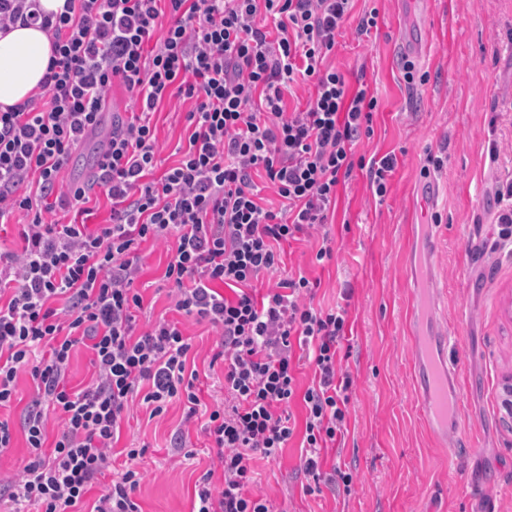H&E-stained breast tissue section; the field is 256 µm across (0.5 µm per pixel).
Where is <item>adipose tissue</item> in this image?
I'll list each match as a JSON object with an SVG mask.
<instances>
[{
    "mask_svg": "<svg viewBox=\"0 0 512 512\" xmlns=\"http://www.w3.org/2000/svg\"><path fill=\"white\" fill-rule=\"evenodd\" d=\"M51 41L38 25L0 31V110L25 101L47 71Z\"/></svg>",
    "mask_w": 512,
    "mask_h": 512,
    "instance_id": "ef3b65f1",
    "label": "adipose tissue"
}]
</instances>
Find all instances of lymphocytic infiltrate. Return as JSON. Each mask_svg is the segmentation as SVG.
<instances>
[{"label":"lymphocytic infiltrate","mask_w":512,"mask_h":512,"mask_svg":"<svg viewBox=\"0 0 512 512\" xmlns=\"http://www.w3.org/2000/svg\"><path fill=\"white\" fill-rule=\"evenodd\" d=\"M26 3L0 0V28L40 20L52 58L39 90L0 112V223L17 211L32 216L21 250L0 251V409L13 402L20 373L36 395L23 415L28 456L0 484V512H139L140 448L125 449L123 471L85 501L112 465L135 400L155 416L182 403L172 446L185 447L200 404L198 374L187 369L192 344L177 320L137 324L139 247L149 240L173 246L164 279L175 311L220 337L224 399L203 426L218 468L196 484L193 512H274L251 491L250 462L277 459L297 435L314 484L351 493L353 472L324 470L321 459L349 415L351 381L336 377L348 314L315 308L318 281L279 270L283 242L331 223L355 148L373 133L377 98L324 64L352 0H65L41 19ZM261 14L274 30L258 24ZM300 80L313 92L292 112L285 94ZM116 83L139 113L114 120L92 177L68 184V161L86 126L101 125ZM173 95L194 103L188 148L159 175L151 116ZM260 173L279 207L261 204ZM100 193L112 213L91 232L80 218ZM80 344L94 374L75 390L65 375ZM298 349L314 369L305 387ZM297 401L300 422L290 410Z\"/></svg>","instance_id":"1"}]
</instances>
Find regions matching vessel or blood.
Instances as JSON below:
<instances>
[{
  "instance_id": "vessel-or-blood-1",
  "label": "vessel or blood",
  "mask_w": 512,
  "mask_h": 512,
  "mask_svg": "<svg viewBox=\"0 0 512 512\" xmlns=\"http://www.w3.org/2000/svg\"><path fill=\"white\" fill-rule=\"evenodd\" d=\"M449 340V330L436 326L428 336L415 340L414 385L423 405L428 431L435 437L444 435L449 423L457 418L456 375L433 357L434 352L445 350Z\"/></svg>"
}]
</instances>
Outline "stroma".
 <instances>
[{
  "mask_svg": "<svg viewBox=\"0 0 512 512\" xmlns=\"http://www.w3.org/2000/svg\"><path fill=\"white\" fill-rule=\"evenodd\" d=\"M355 0L353 19L336 39L327 65L364 75L378 98L371 137L356 155H394L385 200L374 197L365 171L354 170L339 192L331 226L333 256L317 263L316 236L281 247L283 268L319 280L315 307L345 308L347 335L341 369L352 380L348 430L325 449L326 464L355 474L351 494L305 493L301 437L277 460L253 458L255 494L288 512H512V426L501 411L512 377V260L490 248L498 180L512 175V0ZM378 8L377 29L358 34L356 18ZM413 58L425 84L408 86L402 63ZM189 103L171 96L153 121L162 167L186 146ZM497 143L499 156L490 158ZM441 159L430 167V159ZM429 176H422V168ZM438 224V241L425 247L411 225ZM137 287L151 317H176L163 280L171 250L142 243ZM428 301L451 341L445 359L461 387L459 425L449 443L463 444V465L449 469L444 447L429 435L414 391L411 334L420 301ZM192 340L188 369L198 372L203 406L222 400L223 364L212 363L219 338L208 323L181 320ZM36 394L20 374L11 407L14 447L0 456V478L13 477L27 456L22 415ZM184 414L175 402L161 415L135 405L119 447L146 446L144 479L133 494L141 512H192L194 488L216 468L209 437L192 430L188 457L173 456L170 441Z\"/></svg>",
  "mask_w": 512,
  "mask_h": 512,
  "instance_id": "1",
  "label": "stroma"
}]
</instances>
